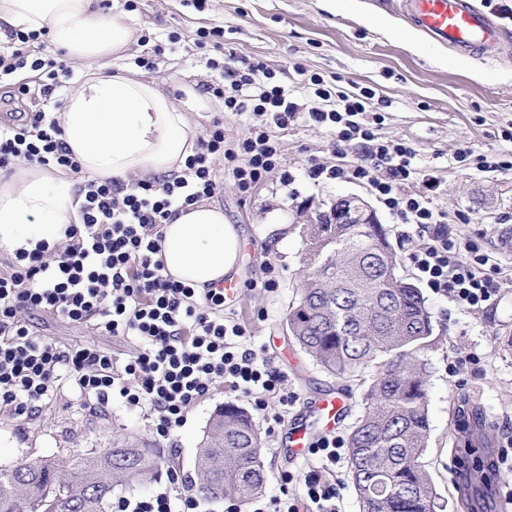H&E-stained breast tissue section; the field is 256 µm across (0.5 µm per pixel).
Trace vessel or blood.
Returning <instances> with one entry per match:
<instances>
[{
	"label": "vessel or blood",
	"mask_w": 512,
	"mask_h": 512,
	"mask_svg": "<svg viewBox=\"0 0 512 512\" xmlns=\"http://www.w3.org/2000/svg\"><path fill=\"white\" fill-rule=\"evenodd\" d=\"M408 15L420 30L434 41L454 47L460 55L487 54L504 42L506 33L490 13L473 0H407ZM343 401L327 395L311 402L310 416L321 420L324 428H334ZM313 435L307 427L296 426L288 433V453L297 457L310 448Z\"/></svg>",
	"instance_id": "obj_1"
}]
</instances>
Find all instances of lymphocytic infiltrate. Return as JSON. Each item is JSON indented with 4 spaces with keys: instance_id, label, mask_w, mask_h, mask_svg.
Listing matches in <instances>:
<instances>
[{
    "instance_id": "1",
    "label": "lymphocytic infiltrate",
    "mask_w": 512,
    "mask_h": 512,
    "mask_svg": "<svg viewBox=\"0 0 512 512\" xmlns=\"http://www.w3.org/2000/svg\"><path fill=\"white\" fill-rule=\"evenodd\" d=\"M43 37L15 30L0 49V84L34 97L23 122L0 125V173L38 167L77 175L80 221L66 228L60 243L16 252L0 270L1 417L30 418L67 387L98 409L149 410L154 434L166 440L197 403L226 384L260 412L273 398L295 403L284 375L258 363L246 328L225 317L223 292L200 293L165 275L158 253L165 224L180 209L220 194L224 177L247 196L279 171L278 134L302 116L331 137L341 158L332 165L311 163L309 179L367 185L401 223L425 237L412 255L417 275L427 287L449 293L458 307L475 311L497 298L500 283L480 271L487 256H461L446 215L433 205L441 176L421 174L411 143L379 136L374 90L327 84L299 63L293 66L296 81L288 83L275 79L264 62L226 54L223 61H208L219 76L203 91L222 101L225 111L254 116V123L230 140L222 121H214L197 137L181 172L129 185L83 172L66 146L56 93L74 66L64 51L47 53ZM27 71L41 75L38 91L20 82ZM349 148L360 157L346 164ZM418 178L423 191L408 193L407 183ZM36 313L85 328L94 338L59 345L29 329ZM100 336L131 337L137 347L119 360L97 344ZM309 453L316 468L282 476L283 483L302 484V497L260 495L251 500V512H337L336 485L324 473L340 461L342 442L323 437ZM194 485L191 475L172 470L166 483L113 500L112 512H199Z\"/></svg>"
}]
</instances>
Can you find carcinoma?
<instances>
[{"label":"carcinoma","mask_w":512,"mask_h":512,"mask_svg":"<svg viewBox=\"0 0 512 512\" xmlns=\"http://www.w3.org/2000/svg\"><path fill=\"white\" fill-rule=\"evenodd\" d=\"M306 283L287 313L294 342L330 374L354 377L373 366L363 412L349 435V477L361 512H434L422 463L429 431L426 353L433 327L417 286L397 278V254L383 225L334 224L324 214L307 227ZM262 441L240 406L227 404L197 450L198 490L244 505L263 491ZM160 457L126 441L120 448L37 457L0 469V512L45 499L72 512H105L119 482L147 483Z\"/></svg>","instance_id":"1"}]
</instances>
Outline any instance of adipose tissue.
<instances>
[{"label":"adipose tissue","instance_id":"obj_1","mask_svg":"<svg viewBox=\"0 0 512 512\" xmlns=\"http://www.w3.org/2000/svg\"><path fill=\"white\" fill-rule=\"evenodd\" d=\"M44 30L75 62L122 58L137 39L121 13L104 14L100 0H0V32ZM64 141L83 171L127 181L181 171L195 131L182 107L147 77L86 73L61 114ZM74 183L30 168L0 181V249L56 244L78 221ZM241 233L218 207L201 202L166 224L164 271L197 289L233 273Z\"/></svg>","mask_w":512,"mask_h":512}]
</instances>
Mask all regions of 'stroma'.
Returning <instances> with one entry per match:
<instances>
[{"instance_id": "stroma-1", "label": "stroma", "mask_w": 512, "mask_h": 512, "mask_svg": "<svg viewBox=\"0 0 512 512\" xmlns=\"http://www.w3.org/2000/svg\"><path fill=\"white\" fill-rule=\"evenodd\" d=\"M126 14L139 33L162 45L175 31L191 36L199 29L223 28L220 47L209 44L191 55L166 52L164 66L153 74L196 132L217 118L223 119L227 137L240 136L246 128L247 117L225 112L222 102L202 91L215 77L207 59L227 50L261 59L278 75L293 76L292 65L299 62L327 81L374 89L383 117L381 136L411 142L418 165L440 171L435 207L455 225L461 248L474 246L488 256L483 273L502 288L498 299L479 311L459 309L446 293L422 290L435 338L427 354L430 434L423 462L432 478L436 512H512V260L497 242L498 229L512 227V170H483L475 160L479 154L512 149L503 137L512 127V20L502 22L509 35L505 51L463 58L416 28L403 0H337L332 7L326 0H209L202 10L195 0H137L136 10ZM281 140L280 175L248 196L225 179L223 193L212 203L243 237L235 273L241 292L231 310L249 331L259 359L285 375L289 391L297 395L275 433L262 437L263 493L272 497L285 490L298 498L301 484L282 486L281 475L288 467L284 440L299 422L303 403L327 393L339 396L345 410L333 433L348 438L362 412L364 383L374 371L337 378L289 337L286 315L299 300L303 281L304 241L294 223L300 212L328 211L336 197L356 194L371 200L372 194L357 182L316 184L307 177L311 162L337 160L330 138L307 119H299ZM460 148L472 149L473 157L455 161ZM373 208L397 252V275L415 278L411 254L422 237L403 238L396 218L381 203L374 202ZM269 263L279 270V285L272 292L259 285ZM465 397L476 431L487 435L493 450L496 476L487 499L481 484L465 483L453 472L461 446L454 421ZM227 403L250 405L231 389L214 393L190 410L168 442L155 436L149 416L117 407L92 411L66 389L34 419L0 422V468L30 457L99 451L132 435L158 450L155 480L160 483L172 467L194 472L209 422Z\"/></svg>"}]
</instances>
